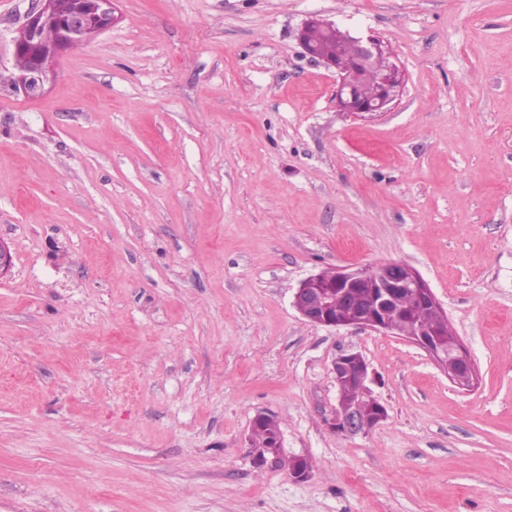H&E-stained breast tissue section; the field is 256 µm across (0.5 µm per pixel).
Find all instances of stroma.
Wrapping results in <instances>:
<instances>
[{
    "mask_svg": "<svg viewBox=\"0 0 512 512\" xmlns=\"http://www.w3.org/2000/svg\"><path fill=\"white\" fill-rule=\"evenodd\" d=\"M0 0V512H512V0H116L44 95ZM317 15L402 72L340 111ZM402 261L477 381L398 335L307 323L299 283ZM388 416L329 422L339 351ZM281 430L258 470L248 433ZM270 419V415L260 413L255 416L251 424L250 436H253L252 443L258 447L252 448L253 463L257 468H263L268 465L269 462L273 464L278 463L281 460L282 437L280 432L276 434V431L279 430L277 423L267 430H257L264 427ZM275 434L276 436L274 437ZM273 437L274 439L271 446L265 448L271 442Z\"/></svg>",
    "mask_w": 512,
    "mask_h": 512,
    "instance_id": "stroma-1",
    "label": "stroma"
}]
</instances>
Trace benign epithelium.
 Segmentation results:
<instances>
[{
	"label": "benign epithelium",
	"mask_w": 512,
	"mask_h": 512,
	"mask_svg": "<svg viewBox=\"0 0 512 512\" xmlns=\"http://www.w3.org/2000/svg\"><path fill=\"white\" fill-rule=\"evenodd\" d=\"M117 20L115 0H38L27 15L21 29L28 32L24 42H13L14 54L24 53L30 66L14 78V89L26 99L43 96L45 86L55 76V66L72 43L89 41ZM58 24L60 38L46 42L39 38L40 29L47 23ZM335 30L337 26L317 17L309 18L301 28L299 41L305 55L327 68L336 69V104L343 112L358 117H374L384 113L395 100L402 84V74L396 65L381 78L378 97L364 101L358 96L364 71L373 59L385 54L382 43L373 37L357 38L344 32L342 36L354 46L355 53L345 66L329 59L308 41L312 27ZM369 289L367 297L359 289ZM418 304L442 317V328L433 332L416 326L404 334L448 375L456 386L467 389L477 380L474 363L459 336L448 322V316L432 289L410 265L387 261L369 267L330 268L305 278L295 289L292 305L309 323L325 327L354 326L388 333H397L392 317L404 314L406 301ZM336 385H355L360 398L350 402L339 397L331 426L339 433L354 435L367 432L387 417L386 408L372 395L370 385L379 377L370 370L365 358L357 351L344 350L332 362ZM253 463L263 468L278 463L282 454V437L276 434L268 448H253ZM305 458L288 460L290 476L299 482L310 478Z\"/></svg>",
	"instance_id": "1"
}]
</instances>
